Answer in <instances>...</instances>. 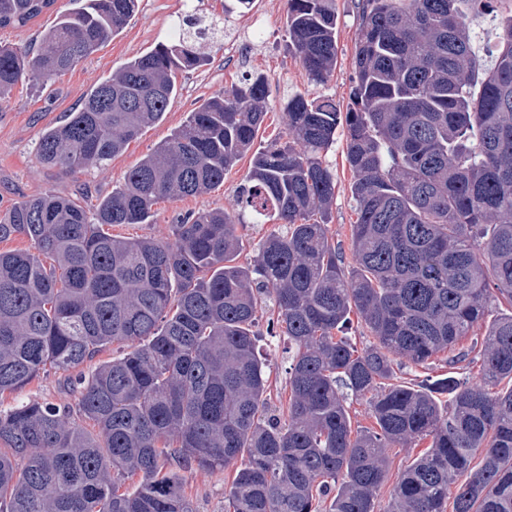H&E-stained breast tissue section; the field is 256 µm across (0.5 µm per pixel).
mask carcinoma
I'll return each instance as SVG.
<instances>
[{"mask_svg": "<svg viewBox=\"0 0 512 512\" xmlns=\"http://www.w3.org/2000/svg\"><path fill=\"white\" fill-rule=\"evenodd\" d=\"M495 2L354 0L347 110L289 97L287 139L257 152L239 190L256 223L287 224L249 264L222 210L178 217L167 241L106 228L224 185L266 115L258 73L189 112L93 213L46 193L0 218V241L32 244L0 252V398L50 370L75 393L0 409V512H194L180 471L238 461L224 512H375L387 449L423 440L387 512H512V14L489 67L472 28ZM55 3L0 0V28ZM135 6L83 0L57 13L36 53L0 44V97L74 69ZM337 18L336 0H288V52L316 84L336 66ZM204 19L197 5L177 16L179 42L126 63L46 129L42 162L101 166L157 123L176 73L210 62L196 48ZM339 128L354 173L351 267L328 235L337 184L323 157ZM268 296L267 331L296 349L285 416L267 406L258 350ZM355 321L373 338L362 349ZM469 336L477 382L456 376ZM115 343L127 351L80 370ZM444 353L435 380L390 382L403 361ZM350 398L368 402L372 427L353 429Z\"/></svg>", "mask_w": 512, "mask_h": 512, "instance_id": "cac0c4a2", "label": "carcinoma"}]
</instances>
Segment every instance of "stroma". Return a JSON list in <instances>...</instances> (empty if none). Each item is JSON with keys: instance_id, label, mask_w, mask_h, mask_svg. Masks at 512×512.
I'll return each mask as SVG.
<instances>
[{"instance_id": "stroma-1", "label": "stroma", "mask_w": 512, "mask_h": 512, "mask_svg": "<svg viewBox=\"0 0 512 512\" xmlns=\"http://www.w3.org/2000/svg\"><path fill=\"white\" fill-rule=\"evenodd\" d=\"M236 2L203 0L201 7L213 14L217 33L214 38L199 41L197 48L210 56V63L200 70L179 74L177 95L163 119L145 128L124 152L105 165L75 174L46 166L37 153L38 139L44 130L57 125L67 112L76 109L87 92L125 63L158 43L176 42L179 33L174 20L183 10L185 0H138L137 10L126 26L75 69L59 78L18 83L0 100V215L18 202L48 191L81 198L83 204L95 207L122 184L129 169L170 138L188 112L253 71L266 74L270 83L267 115L255 139L256 148L286 139L288 126L283 105L288 95L299 93L309 99L328 97L339 109H346L357 28L354 0H336L338 58L333 75L324 84L310 81L299 60L286 47L287 0H254L244 14L236 10ZM80 4L81 0H57L55 7L44 10L25 27L0 28V42L37 49L57 10H72ZM345 149L344 137H337L326 161L338 187L328 225L329 236L347 252L351 249L350 226L355 223L356 215L349 192L353 174ZM251 164V155L242 156L225 173L224 184L218 190L159 200L153 207L152 223L115 225L111 228L112 235L165 240L171 236V223L177 215L211 210L236 213L237 190ZM259 350L268 364L269 404L277 413H284L288 407L291 364L288 339L283 335H263ZM69 399L62 374L52 372L7 396L0 404L9 408L31 400L60 404ZM181 475L194 512H224V491L233 479V468L208 470L194 466L182 470Z\"/></svg>"}]
</instances>
